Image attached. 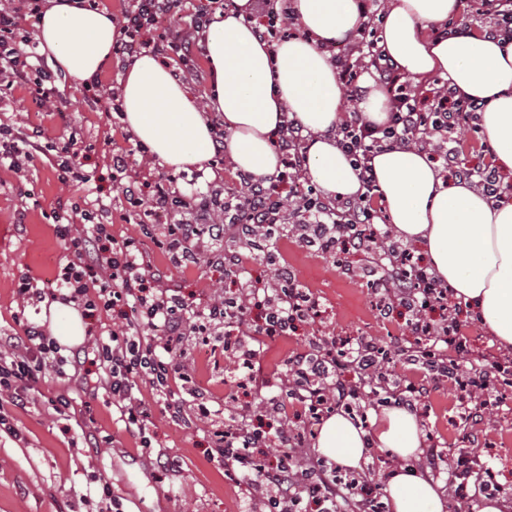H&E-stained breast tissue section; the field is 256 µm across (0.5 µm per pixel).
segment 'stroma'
I'll return each mask as SVG.
<instances>
[{
	"label": "stroma",
	"instance_id": "obj_1",
	"mask_svg": "<svg viewBox=\"0 0 512 512\" xmlns=\"http://www.w3.org/2000/svg\"><path fill=\"white\" fill-rule=\"evenodd\" d=\"M35 97L30 83L1 91L0 127L21 137L72 134L87 149L91 178L62 182L51 152L21 161L16 169L0 165V333H22L16 321L21 312L49 327L50 316L42 307L23 308L17 287L27 276L53 292L70 246L58 234L53 213L67 199L111 225L117 240L139 242L150 266L165 273L166 285L190 302H213L239 291L248 279L275 282L274 267L262 261L251 264L243 278L210 267L204 254L197 263L173 265L168 250L142 233L149 203L131 206L107 179L113 149L136 148V138L118 118L91 102L81 82L69 77L56 79L53 102L40 106ZM271 244L280 263L318 300L319 315L297 331L265 341L259 355L265 387L233 386L238 365L223 337H211L206 345L189 337L170 354L187 365L189 381L177 389L183 418L170 417L148 381L137 383L136 395L150 411L145 434L152 445L145 448L142 436L127 431L120 421L112 395L87 379L84 365L72 359L73 348L62 347L66 365L46 359L27 406L9 408V425L0 427V512H99L95 490L102 486L110 489L112 512H265L261 494L243 482L238 467L211 460L214 428L201 417L200 406L242 410L256 423L266 419L272 405L286 399L289 356L314 342L363 336L392 352L416 347L410 313L397 309L380 317L365 279L347 276L332 256L306 246L289 231H280ZM58 397L70 402L62 415L51 405ZM499 400L492 415L462 429L455 385L444 380L424 399L427 414L421 425L425 448L442 453L433 481L447 484L459 455H478L505 488L506 512H512V387H500Z\"/></svg>",
	"mask_w": 512,
	"mask_h": 512
}]
</instances>
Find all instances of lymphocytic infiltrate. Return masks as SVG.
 <instances>
[{
	"instance_id": "1",
	"label": "lymphocytic infiltrate",
	"mask_w": 512,
	"mask_h": 512,
	"mask_svg": "<svg viewBox=\"0 0 512 512\" xmlns=\"http://www.w3.org/2000/svg\"><path fill=\"white\" fill-rule=\"evenodd\" d=\"M43 4L44 0H11L9 7L0 9V73L23 82L30 81L32 74H39L42 83L36 94L46 101L51 91L43 82L50 78L51 71L40 62L36 42L23 34L21 27L23 18L41 15ZM190 6L195 7L200 22L206 23L222 8L223 0H126L113 47L115 54L129 62L153 53L168 60L175 69L188 70L192 60L188 42L158 31L157 23L160 16L180 15ZM358 9L365 18L356 47L358 57L341 60L339 75L349 89L350 100L359 101L362 89L358 79L364 67L360 58L368 56L369 65L389 93L391 112L390 124L384 129H376L354 114L337 132L339 145L361 169L362 192L349 199H332L318 193L304 197L292 213H285L281 189L304 176L308 163V136L299 124L291 122L280 136L283 174L270 185L245 179V192L225 195L224 211L246 216L249 228L255 230L280 224L288 215L294 223L313 229L308 245L340 247L348 242L356 252L370 254L381 236L377 222L381 212L379 193L369 164L377 151L390 145L427 144L429 159L459 178L475 180L488 195L498 193L500 179L491 166L463 168L458 161L456 141L465 124L482 110V103L458 98L445 85L427 92L412 88L379 46L382 16L371 10L368 0H359ZM356 225L364 226V233L348 238V227ZM161 233L167 241L180 239L181 254L173 259L179 266L196 262L201 239H208L211 246H221L224 227L212 224L204 229L185 218L162 228ZM356 274L376 284L381 315H388L397 307L406 308L414 314L410 324L413 336L441 338L446 344L462 347L456 321L458 306L449 301L447 287L426 265L415 260L409 249L391 245L382 252L380 262L358 266ZM163 279V272H149L143 253L134 242H117L104 224L90 225L83 235L72 238L68 260L57 277V287L65 291L67 300L88 311L111 313L109 339L92 348L88 363L106 374L105 385L121 404L126 428L140 433L146 430L148 415L142 401L133 394L137 378L149 376L159 396L169 395L175 382L184 379L185 367L167 360L166 354L189 336L205 329H229L243 324L249 311L258 309L263 313L258 333L268 338L286 334L317 313L315 299L285 269L280 271L276 285L248 289L246 303L231 313L218 303L189 307L174 289L164 286ZM144 324L159 330V338L141 340L139 329ZM57 350L55 341L33 325L26 326L23 335L0 338V389L9 393L7 404H0V425L8 419L7 406H23L30 386L38 383L42 355ZM349 369L358 373V381H346L345 372ZM502 381V374H489L483 365L470 367L459 389L472 404L471 416H482L489 406L492 387ZM370 383L382 390L387 387L377 361V345L365 338L345 350L333 340L317 352L297 353L289 362L288 395L308 407L316 422L336 407H351ZM264 436L261 428L247 423L244 413L228 414L224 419V439L216 454L225 464L241 467L252 486L262 491L266 503L281 500L282 512H291L290 503L302 496L306 481L321 471L323 464L315 460L308 468L297 469L298 444L284 428L279 431L281 452L275 460H256L251 450ZM315 487L314 503L321 512H345L351 497L362 495L366 489L359 475L353 473L320 480Z\"/></svg>"
}]
</instances>
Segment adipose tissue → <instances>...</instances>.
Listing matches in <instances>:
<instances>
[{"label": "adipose tissue", "instance_id": "ef3b65f1", "mask_svg": "<svg viewBox=\"0 0 512 512\" xmlns=\"http://www.w3.org/2000/svg\"><path fill=\"white\" fill-rule=\"evenodd\" d=\"M205 31L212 77L209 112L220 116L234 168L257 178L275 173L276 141L288 120L311 139L309 177L327 194L350 197L361 188L359 171L336 143L342 122L343 85L326 48L349 39L364 22L356 0H290L303 36L268 51L248 17L252 0ZM460 0H389L382 51L407 79H443L458 96L485 101L478 125L496 168L512 175V38H491L468 26L448 28ZM117 26L111 12L84 0H49L39 25L42 53L74 80L90 78L111 60ZM122 120L151 153L171 167L204 168L213 154L209 112H201L185 83L157 58L144 55L122 81ZM384 212L396 234L420 246L436 276L455 299L478 316L499 347L512 350V193L494 201L469 183L441 175L426 152L395 145L370 161ZM51 334L76 346L87 336L77 309L49 305ZM314 446L337 465L360 469L371 449L403 459L384 481L389 512H445L441 484L415 463L423 439L416 414L386 406L363 429L344 413L322 423Z\"/></svg>", "mask_w": 512, "mask_h": 512}]
</instances>
